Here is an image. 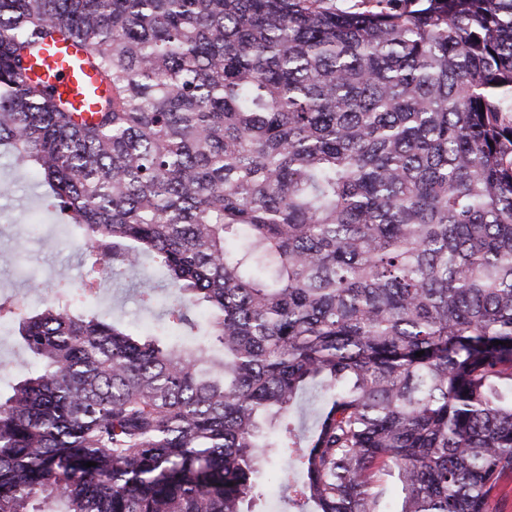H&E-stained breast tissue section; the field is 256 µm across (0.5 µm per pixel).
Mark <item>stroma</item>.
I'll return each mask as SVG.
<instances>
[{"label":"stroma","instance_id":"1","mask_svg":"<svg viewBox=\"0 0 512 512\" xmlns=\"http://www.w3.org/2000/svg\"><path fill=\"white\" fill-rule=\"evenodd\" d=\"M10 182V195L0 196V297L16 300L21 309H37L56 297L54 286L65 279L69 292L83 286L88 268L84 262L85 242L79 233L46 211L35 181L25 176L9 157H0V183ZM95 306L140 331L163 318L171 294L164 279L151 265H143L131 277L116 280L109 270H100ZM155 289L157 305L141 310L137 290ZM32 361L15 329L0 332V391L8 392ZM279 478L269 487L265 512H288V489L303 475L280 457L264 464Z\"/></svg>","mask_w":512,"mask_h":512}]
</instances>
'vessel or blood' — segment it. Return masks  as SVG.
Segmentation results:
<instances>
[{"label": "vessel or blood", "instance_id": "1", "mask_svg": "<svg viewBox=\"0 0 512 512\" xmlns=\"http://www.w3.org/2000/svg\"><path fill=\"white\" fill-rule=\"evenodd\" d=\"M37 72L56 86L75 111L88 114L96 111L102 87L95 72L86 62L83 49L59 40L41 52Z\"/></svg>", "mask_w": 512, "mask_h": 512}]
</instances>
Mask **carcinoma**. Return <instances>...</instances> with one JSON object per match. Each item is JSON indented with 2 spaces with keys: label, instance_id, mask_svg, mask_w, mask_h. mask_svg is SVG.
<instances>
[{
  "label": "carcinoma",
  "instance_id": "obj_1",
  "mask_svg": "<svg viewBox=\"0 0 512 512\" xmlns=\"http://www.w3.org/2000/svg\"><path fill=\"white\" fill-rule=\"evenodd\" d=\"M60 38L105 86L87 118L34 69ZM509 112L512 0H0V153L89 270L0 298L35 359L0 395V512H253L271 454L293 512H500ZM143 258L172 302L139 339L87 305ZM187 328L222 360L162 340Z\"/></svg>",
  "mask_w": 512,
  "mask_h": 512
}]
</instances>
